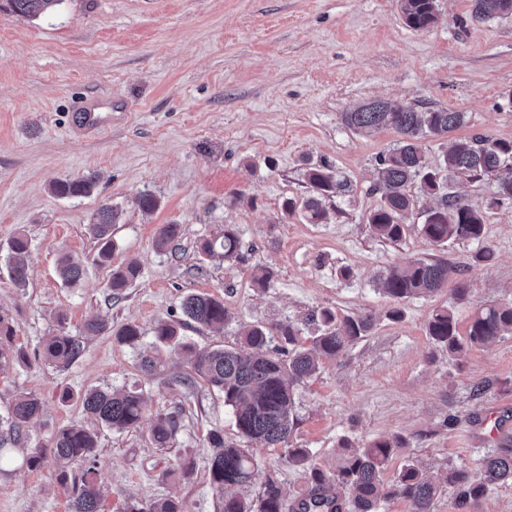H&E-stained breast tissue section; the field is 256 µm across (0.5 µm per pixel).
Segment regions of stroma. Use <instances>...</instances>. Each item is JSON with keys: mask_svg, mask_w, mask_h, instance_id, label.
Wrapping results in <instances>:
<instances>
[{"mask_svg": "<svg viewBox=\"0 0 512 512\" xmlns=\"http://www.w3.org/2000/svg\"><path fill=\"white\" fill-rule=\"evenodd\" d=\"M436 4V22L420 31L405 25L399 0H64L34 20L0 12V314L15 329L13 348L27 355L0 365V420L19 392L42 403L20 441L4 449L0 512H71L76 492L58 483L53 460L30 471L22 459L73 423L98 433L101 512L167 497L186 512H217L206 435L219 427L225 440L238 441L231 407L204 382L183 384L188 352L163 350L151 376L139 367L155 325L182 321L180 302L191 293L213 296L228 311L222 331L183 328L198 349L234 346L240 327L251 324L291 321L310 337V316L324 308L341 318L373 314L370 336L295 389L293 441L328 472L342 465L344 440L363 446L404 438L385 472L390 481L410 459L431 477L477 468L501 434H512V335L449 359L433 348L426 323L450 290L398 303L377 283L414 258L447 261L469 289L457 309L458 330L466 332L475 308L512 300V203L486 208L495 187L489 177L448 182L449 192L485 208L484 244L495 252L488 264L475 261L478 244L435 247L421 236L423 215L436 204L424 195L406 216L401 241L378 239L367 224L381 203L371 186L378 158L398 135L358 134L342 121L356 104L392 99L466 113L458 136L512 141V17L478 22L471 0ZM78 97L112 104L111 126L76 135L71 103ZM320 163L347 179L350 192L326 200L325 223L284 216L286 199L310 193L307 166ZM89 171L100 176L92 195L52 193L53 181ZM145 191L160 201L150 214L137 206ZM104 204L121 212L113 263L135 260L142 268L117 300L109 268L92 262L90 226ZM166 224L182 228L177 252L156 247ZM227 224L239 230L242 259L202 256L201 240ZM19 234L30 247L22 288L6 262ZM65 253L86 262L74 286L57 272ZM346 268L351 276H343ZM264 269L272 278L262 287L255 276ZM397 306L403 317L394 321L388 313ZM92 317L116 329L136 324L141 339L131 346L110 335L86 337L66 367L39 358L45 336L62 326L79 334ZM484 379L496 387L473 398L471 385ZM124 387L142 391L148 418L180 412L182 429L167 447L154 445L147 422L118 431L85 414L81 392ZM451 413L457 424L442 427ZM254 455L253 483L230 494L255 499L273 477L286 506L307 495L303 468L289 465L283 449L258 447ZM184 462L193 467L186 479L174 473ZM435 512H512V487H491L469 506L447 488Z\"/></svg>", "mask_w": 512, "mask_h": 512, "instance_id": "stroma-1", "label": "stroma"}]
</instances>
